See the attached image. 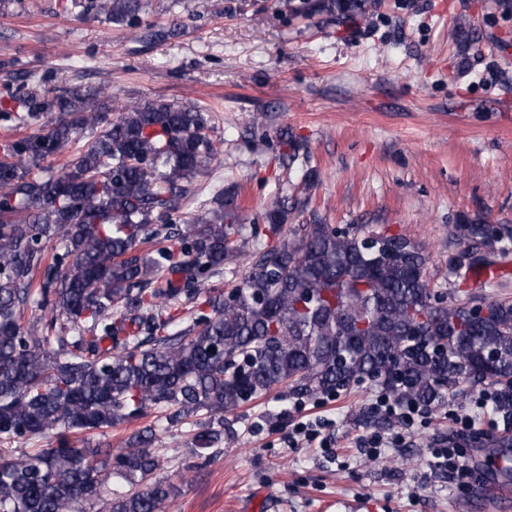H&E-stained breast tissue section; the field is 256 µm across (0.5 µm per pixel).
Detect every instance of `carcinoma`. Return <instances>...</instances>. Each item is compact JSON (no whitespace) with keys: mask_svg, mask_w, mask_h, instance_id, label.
Instances as JSON below:
<instances>
[{"mask_svg":"<svg viewBox=\"0 0 512 512\" xmlns=\"http://www.w3.org/2000/svg\"><path fill=\"white\" fill-rule=\"evenodd\" d=\"M366 0H314L310 13L368 18ZM92 8L135 31L139 0ZM9 77L0 120L32 132L0 140V443L49 447L0 454V512H164L175 494L153 478L156 426L112 452L76 441L162 410L170 424L199 411L198 455L224 414L283 387L296 398L338 394L369 380L396 401L440 407L448 392L486 384L512 413V302L434 290L428 256L399 234L304 224L287 235L273 205L275 244L250 254L229 292L204 287L239 251L233 199L187 221V183L217 148L200 110L129 102L116 117L107 88L24 89ZM95 139L64 168L52 158L84 131ZM477 268L512 241L502 224H456ZM191 305L183 327L175 312ZM40 315L26 319L27 311ZM112 477L131 488L105 498Z\"/></svg>","mask_w":512,"mask_h":512,"instance_id":"carcinoma-1","label":"carcinoma"}]
</instances>
